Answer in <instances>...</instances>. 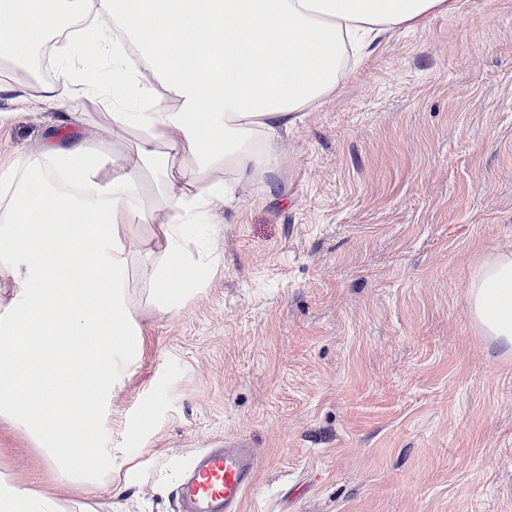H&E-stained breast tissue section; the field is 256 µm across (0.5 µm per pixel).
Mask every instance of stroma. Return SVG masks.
Masks as SVG:
<instances>
[{"mask_svg": "<svg viewBox=\"0 0 512 512\" xmlns=\"http://www.w3.org/2000/svg\"><path fill=\"white\" fill-rule=\"evenodd\" d=\"M0 94V174L58 138L60 110ZM100 97L69 133L105 153ZM191 236L204 288L128 299L141 349L95 434L112 474L49 481L40 441L0 417V472L106 512H174L192 458L244 440L257 480L242 512H512V350L467 309L483 260L512 254V0L381 37L339 94L276 144Z\"/></svg>", "mask_w": 512, "mask_h": 512, "instance_id": "1", "label": "stroma"}]
</instances>
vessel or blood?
<instances>
[{
    "label": "vessel or blood",
    "mask_w": 512,
    "mask_h": 512,
    "mask_svg": "<svg viewBox=\"0 0 512 512\" xmlns=\"http://www.w3.org/2000/svg\"><path fill=\"white\" fill-rule=\"evenodd\" d=\"M257 478L255 454L242 441L198 454L175 491L176 512H240Z\"/></svg>",
    "instance_id": "obj_1"
}]
</instances>
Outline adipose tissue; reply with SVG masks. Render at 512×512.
Masks as SVG:
<instances>
[{"label": "adipose tissue", "mask_w": 512, "mask_h": 512, "mask_svg": "<svg viewBox=\"0 0 512 512\" xmlns=\"http://www.w3.org/2000/svg\"><path fill=\"white\" fill-rule=\"evenodd\" d=\"M454 0H0V72L34 62L50 41L92 39L93 64L62 67L44 103L75 119L60 94L110 97L114 129L141 137L106 156L70 138L0 175V415L38 436L62 482L94 487L112 473L97 448L99 403L117 352L141 344L127 283L135 224H158L147 299L170 283L197 290L187 231L209 223L232 183L273 171L274 142L338 91L351 57L383 34L417 26ZM468 309L512 346V255L482 261ZM0 512H62L59 500L0 473Z\"/></svg>", "instance_id": "ef3b65f1"}]
</instances>
